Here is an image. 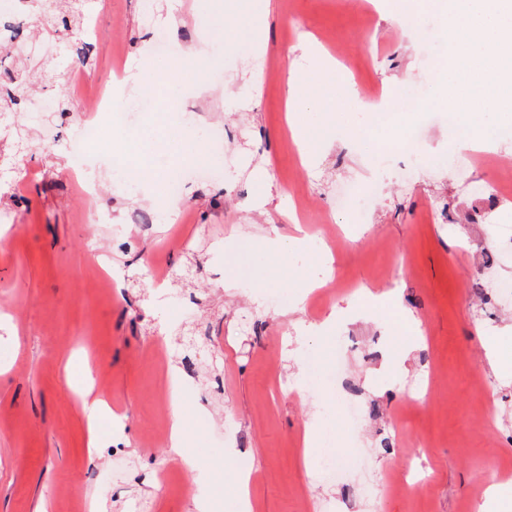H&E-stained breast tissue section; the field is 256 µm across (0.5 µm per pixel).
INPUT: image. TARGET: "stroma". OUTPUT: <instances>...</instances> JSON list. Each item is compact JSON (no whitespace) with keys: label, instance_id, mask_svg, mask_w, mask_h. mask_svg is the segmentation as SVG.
I'll use <instances>...</instances> for the list:
<instances>
[{"label":"stroma","instance_id":"obj_1","mask_svg":"<svg viewBox=\"0 0 512 512\" xmlns=\"http://www.w3.org/2000/svg\"><path fill=\"white\" fill-rule=\"evenodd\" d=\"M170 2L168 20L156 0H85L89 37L52 36L28 15L15 18L27 56L52 57L50 78L32 79L33 94L65 102L69 74L81 71L92 87L105 82L118 46L123 70L161 73L158 32L170 52L186 51L205 10L211 35L229 50L167 100L133 113L122 133L148 185L193 169L196 141L223 140L217 175L188 178L180 200L152 201L102 173L113 125L83 146L82 121L72 116L52 154L0 144V165L18 176L0 187L10 198L0 207V512L42 503L48 512H196V498L234 497L227 471L242 461L252 469L255 512H482L491 486L512 487V367H494L485 348L488 337L512 336V301L490 302L497 281H512V259L496 256L497 228L512 224V193L487 201L490 163L512 164V142L496 138L491 161L456 151L447 110L430 106L401 122L422 133L412 154H387L384 136L344 124L329 140H311L305 164L288 129V75L267 81L258 64L331 34L360 62L364 85L386 94L411 86L423 96L443 77L449 39L439 16H426L415 41L380 14L364 28L368 0H293L288 13L268 0L257 46L235 40L241 19L225 13V0ZM72 168L99 174V204L112 224L106 252L87 245L82 200L66 179ZM297 180L313 201L300 214L288 194ZM364 180L377 190L356 217L341 210L337 193ZM298 228L330 248L334 274L322 303L292 311L310 260L283 266L266 257L272 285L259 289L250 259L265 237ZM190 257L202 265L200 281L189 310L177 311L171 300L181 289L171 274ZM106 265L126 270L108 298L90 290ZM365 287L394 289L401 303L339 321L327 338L306 332ZM402 334L414 339L407 368L384 372L382 356ZM335 340L347 350L343 371L304 391L307 352L326 353ZM215 345L224 363L214 371ZM89 364L95 392L123 419L100 432L93 454L75 392ZM428 371L429 400H413L411 382ZM167 374L187 385L189 446L207 468H185L168 445L153 400ZM347 399L363 421L352 434L336 420L329 437L339 448L357 444L359 455L337 460L336 479L317 464L303 469L305 428ZM161 469L171 475L163 486L154 481Z\"/></svg>","mask_w":512,"mask_h":512}]
</instances>
